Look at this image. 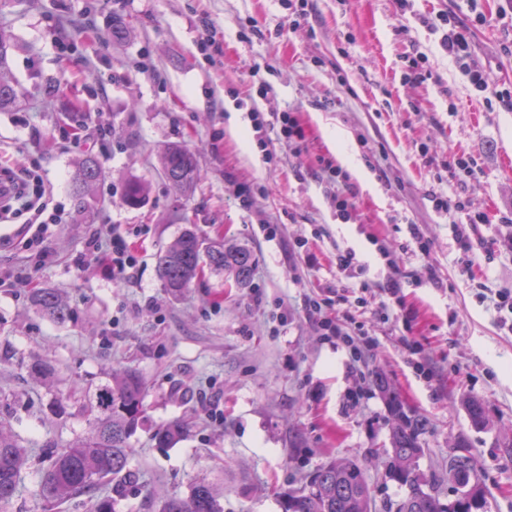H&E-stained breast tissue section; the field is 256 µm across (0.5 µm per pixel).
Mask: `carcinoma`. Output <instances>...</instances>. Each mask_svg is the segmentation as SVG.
<instances>
[{
	"label": "carcinoma",
	"instance_id": "obj_1",
	"mask_svg": "<svg viewBox=\"0 0 512 512\" xmlns=\"http://www.w3.org/2000/svg\"><path fill=\"white\" fill-rule=\"evenodd\" d=\"M14 46L13 35L0 28V111L15 108L20 103L17 83L12 78L9 52ZM164 178L174 187L190 190L201 178L196 153L180 142L169 144L161 156ZM102 176V168L93 156L78 164L72 179V191L77 211L93 222L95 215L89 200ZM149 193V184L134 180L127 186L125 201L140 205ZM156 263L164 288L177 295L189 287L209 268L223 272L238 285L249 282L255 258L246 248L226 246L222 241L210 242L194 227L185 228L175 241L156 255ZM30 305L42 316L63 325L73 319V310L53 288H36L29 294ZM31 378L42 381L55 373L52 363L36 358L28 366ZM147 386L133 368L113 372L108 381L96 387L81 410L91 416L90 430L65 448L50 450L49 465L42 479V496L49 502H62L79 496L96 500L95 512H112L110 501L123 498L137 486L136 474L130 469V439L144 422V400ZM392 416L389 431V458H418L424 452L420 437L426 424L417 415L405 410L393 395H388ZM472 426L486 425L483 404L478 399L467 402ZM188 425L173 420L156 431L152 438L169 445L185 438ZM28 462L26 449L0 422V507L14 498L21 471ZM358 465L350 459H330L306 478L304 486L279 495L282 512H375L368 484L351 482L349 470ZM466 471L475 472L472 457H451L448 479L456 482ZM105 479L112 481V499L97 498V490ZM389 479L406 488L395 512H459L453 503H445L426 479L419 465L391 475ZM160 512H224L217 492L206 482L197 481L186 498L169 496L161 502Z\"/></svg>",
	"mask_w": 512,
	"mask_h": 512
}]
</instances>
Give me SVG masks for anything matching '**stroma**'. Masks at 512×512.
I'll use <instances>...</instances> for the list:
<instances>
[{
	"label": "stroma",
	"mask_w": 512,
	"mask_h": 512,
	"mask_svg": "<svg viewBox=\"0 0 512 512\" xmlns=\"http://www.w3.org/2000/svg\"><path fill=\"white\" fill-rule=\"evenodd\" d=\"M493 27L472 30V54L487 92L477 91L441 45L430 21L469 18L466 0H6L0 26L14 34L12 76L21 109L0 112V163L37 168L63 210L46 257H31L19 223H0V420L31 459L13 500L0 512H92L79 497L48 509L41 495L44 449L86 434L77 407L58 419L55 395L75 398L108 373L137 369L148 394L146 423L131 439L139 490L114 512H158L161 497L189 496L206 479L224 512H282L279 494L332 458L357 459L376 512L405 491L386 475L390 413L374 384L384 377L407 410L423 417L421 469L436 474L443 500L452 451L470 455L487 490V512H512V332L498 325L493 293L512 290V110L487 100L512 90V0H479ZM129 36L110 35L113 14ZM427 57L432 77H405L409 59ZM59 84L50 98L46 83ZM297 116L302 139L272 138L271 160L253 112ZM171 142L198 153L202 179L188 193L160 173ZM477 159L480 172L436 184L434 164ZM97 156L95 224L75 221L71 179ZM339 168L323 178L322 162ZM149 181L139 206L127 182ZM440 189L485 212L481 246L458 251L452 215L429 196ZM354 207L341 215L339 196ZM118 224L138 260L120 281L89 261L96 224ZM418 225L421 239L409 233ZM206 238L249 248L248 286L204 271L180 295L159 278L156 253L186 226ZM350 251L347 275L336 255ZM434 266L439 286L427 281ZM414 282L401 301L377 290L395 269ZM368 284L361 307L331 316L343 332L379 339L351 358L306 318L308 297ZM57 289L74 310L64 326L30 307L33 288ZM490 297L478 301L477 289ZM421 344L411 366L405 340ZM52 361L40 383L24 367ZM480 398L489 424L474 428L463 404ZM181 419L186 438L171 446L153 432Z\"/></svg>",
	"instance_id": "stroma-1"
}]
</instances>
